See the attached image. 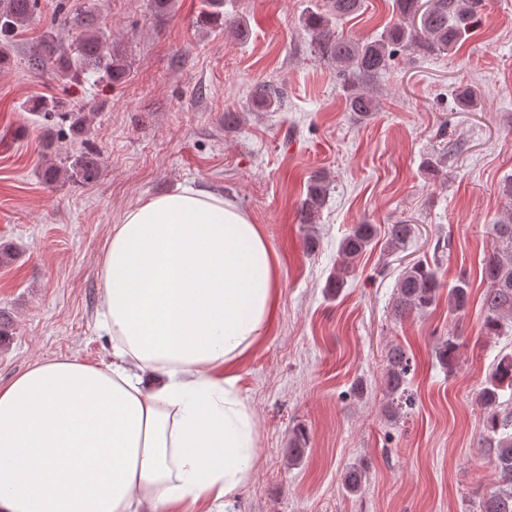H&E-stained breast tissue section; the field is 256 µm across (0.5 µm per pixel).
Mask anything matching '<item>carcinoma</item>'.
Listing matches in <instances>:
<instances>
[{
    "mask_svg": "<svg viewBox=\"0 0 512 512\" xmlns=\"http://www.w3.org/2000/svg\"><path fill=\"white\" fill-rule=\"evenodd\" d=\"M363 0H329V10L310 11L303 19V27L311 38L314 53L321 59L333 61L344 78L345 100L348 111L368 117L379 109L373 84L390 66L401 50H413L422 56L452 53L467 32L478 23L484 0H392L394 20L384 30L364 39L347 37L337 30V23L362 10ZM65 0H59L55 14L72 22L75 32L71 42L61 45L52 30H47L33 50L28 64L35 70L52 66L62 79L73 81L106 80L112 84L124 81L129 75L125 55L105 35L100 20L87 9L75 18L65 12ZM39 0H0V68L10 61L12 37L29 25L40 21ZM196 23L208 29H222L228 23L224 18V0H202ZM457 100L464 108L481 104L479 92L472 86L457 91ZM254 103L266 109L281 103L280 91L271 85L255 89ZM26 110L41 112L47 117L63 114L69 121L71 135H87L91 113L74 110L57 98H36L28 102ZM102 169L98 151L87 146L72 157L69 166L45 164L43 182L56 184L61 178L88 184L97 179ZM330 195V182L326 175L312 177L306 196L299 208L302 224H316ZM494 248L485 260L483 278L487 282L484 294L482 329L488 336H498L512 327V211L492 224ZM375 224H357L340 244L341 268L328 287L339 291L344 286V275L372 245L378 236ZM412 225L402 222L388 227L387 245L391 250L403 248L412 237ZM438 269L418 262L405 267L396 287L395 313L400 317L425 312L437 305L440 296ZM469 298V282L460 277L448 286V305L459 312L465 309ZM458 337L450 336L436 347L435 358L442 368L452 370L458 354ZM411 358L400 347H392L387 354L384 383L390 400L389 416L398 417L401 399L407 393ZM512 392V354L502 355L489 376L480 384L477 397L484 410L483 427L485 447L493 456L499 471L501 485L479 502V512H512V405L500 402V393ZM309 443L308 432L293 429L288 448V462L300 461ZM364 468L353 465L343 473V485L350 492L362 489Z\"/></svg>",
    "mask_w": 512,
    "mask_h": 512,
    "instance_id": "1",
    "label": "carcinoma"
}]
</instances>
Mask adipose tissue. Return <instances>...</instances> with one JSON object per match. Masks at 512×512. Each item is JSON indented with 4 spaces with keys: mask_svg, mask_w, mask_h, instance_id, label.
Returning a JSON list of instances; mask_svg holds the SVG:
<instances>
[{
    "mask_svg": "<svg viewBox=\"0 0 512 512\" xmlns=\"http://www.w3.org/2000/svg\"><path fill=\"white\" fill-rule=\"evenodd\" d=\"M112 361L34 364L0 387V512H191L254 475L236 368L268 332L280 259L203 187L122 211L100 265Z\"/></svg>",
    "mask_w": 512,
    "mask_h": 512,
    "instance_id": "obj_1",
    "label": "adipose tissue"
}]
</instances>
